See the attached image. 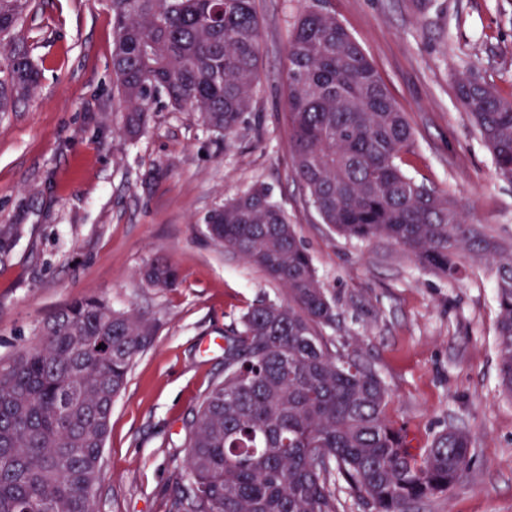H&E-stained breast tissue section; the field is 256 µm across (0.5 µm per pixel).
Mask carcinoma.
<instances>
[{
  "mask_svg": "<svg viewBox=\"0 0 512 512\" xmlns=\"http://www.w3.org/2000/svg\"><path fill=\"white\" fill-rule=\"evenodd\" d=\"M112 74L137 136L161 97L229 138L259 79L253 0H110ZM31 0H0V112L32 96L38 69L14 47ZM288 126L297 176L323 223L361 241L387 239L450 280L480 260L496 281L498 377L512 397V244L469 224L456 201L404 168L406 113L336 17L309 10L287 49ZM456 98L495 171L512 181V100L460 80ZM213 243L279 282L288 301L248 306L224 331V379L193 411L173 512H339L337 487L369 512H418L450 492L472 457L468 433L446 429L419 450L387 415L388 392L358 354L322 329L336 308L269 188L255 184L205 218ZM154 288L179 273L154 261ZM158 327L99 298L67 306L35 340L0 358V512H98L112 405Z\"/></svg>",
  "mask_w": 512,
  "mask_h": 512,
  "instance_id": "1",
  "label": "carcinoma"
}]
</instances>
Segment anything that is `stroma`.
Segmentation results:
<instances>
[{"label": "stroma", "mask_w": 512, "mask_h": 512, "mask_svg": "<svg viewBox=\"0 0 512 512\" xmlns=\"http://www.w3.org/2000/svg\"><path fill=\"white\" fill-rule=\"evenodd\" d=\"M259 72L252 109L230 141L166 101L138 137L121 132L112 87L110 0H34L25 47L39 87L0 113V357L84 297L153 320V346L112 408L98 512H169L192 412L224 377V331L255 299L286 300L259 269L207 238L206 214L253 184L270 188L333 297L338 346L384 381L387 414L423 448L452 428L472 437L471 466L421 512H512V398L498 385L496 297L481 264L456 282L384 240L324 224L290 153L287 44L314 8L360 43L413 129L417 179L448 193L474 224L512 239V182L456 99L460 79L512 98V0H255ZM177 288L138 275L154 259Z\"/></svg>", "instance_id": "1"}]
</instances>
